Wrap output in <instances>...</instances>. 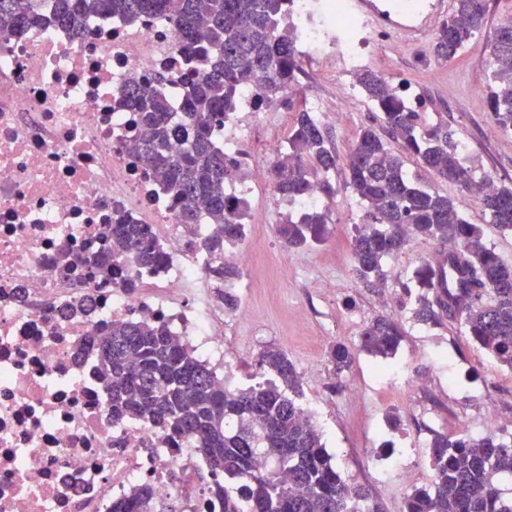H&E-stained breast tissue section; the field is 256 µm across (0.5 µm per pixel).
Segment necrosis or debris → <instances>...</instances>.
Listing matches in <instances>:
<instances>
[{"label": "necrosis or debris", "mask_w": 512, "mask_h": 512, "mask_svg": "<svg viewBox=\"0 0 512 512\" xmlns=\"http://www.w3.org/2000/svg\"><path fill=\"white\" fill-rule=\"evenodd\" d=\"M306 54L343 75L365 68L389 33L409 37L422 0H289ZM84 36L52 25L0 31V512H112L138 486L152 512H222L188 439L112 417L89 336L117 320L165 322L211 369L231 374L223 329L204 297L210 263L183 236L138 149L136 115L115 108L131 80L157 84L179 112L191 86L164 18L101 14ZM169 79L157 83L159 74ZM254 85L224 123V149L267 182L241 144ZM148 225L164 264L102 275V229L117 215ZM134 281L127 289L126 281Z\"/></svg>", "instance_id": "4bbe7bcc"}]
</instances>
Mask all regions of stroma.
<instances>
[{
	"label": "stroma",
	"mask_w": 512,
	"mask_h": 512,
	"mask_svg": "<svg viewBox=\"0 0 512 512\" xmlns=\"http://www.w3.org/2000/svg\"><path fill=\"white\" fill-rule=\"evenodd\" d=\"M511 14L512 0H487L483 33L452 62L428 58L435 37L428 30L404 44L395 39L383 43L370 63L371 69L394 82L411 85L426 119L448 121L476 175L489 176L500 185L512 184V134L491 131L488 35ZM300 70V96L306 101L335 104L352 82L331 66L306 58ZM371 118L366 100L359 96L348 99L331 122L338 166L328 174L336 194L323 201L332 218L325 242L284 248L275 220L286 214V203L264 186L254 187L249 195L244 244L253 260L233 282V292L248 316L224 314V349L239 365L226 384L233 389L248 387L249 376L259 372L257 359L265 348L287 352L302 377V402L313 407L314 421L342 477L369 489L382 512H402L409 491L430 484L425 450L433 432L454 437L466 422L476 437L512 434V369L489 357L458 325L423 327L406 311L398 313L405 336L393 358L383 363L358 350L364 325L377 315L394 312L392 302L401 294L398 280L412 276L429 254L440 249L432 240L410 243L387 259L389 277L384 284L367 287L354 277L350 240L362 207L346 185L345 169L358 131ZM406 164L423 183L452 199L469 223L480 225L487 242L512 263V233L491 224L474 197L452 181L437 179L414 158H407ZM337 342L355 350L350 371L340 379L328 361ZM420 367L425 370L423 384L405 387V380L415 378ZM353 386L362 394L356 401L348 397ZM391 412L402 420L394 431L386 424ZM387 440L396 453H409V482L398 477L381 480L372 457Z\"/></svg>",
	"instance_id": "1"
}]
</instances>
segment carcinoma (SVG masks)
<instances>
[{"mask_svg": "<svg viewBox=\"0 0 512 512\" xmlns=\"http://www.w3.org/2000/svg\"><path fill=\"white\" fill-rule=\"evenodd\" d=\"M0 0V19L19 31L60 24L80 34L93 14L120 15L133 22L163 17L177 29L179 50L205 64L202 78L173 119L166 100L146 84L128 83L117 107L139 114L138 139L153 178L166 191L178 223L194 234L200 209L213 223L196 242L221 256L245 237L249 215L243 198L228 196L240 171L224 151V118L237 110V90L258 87L262 104L288 97L302 58L300 37L286 23L284 0ZM485 0H453L435 34L432 54L451 61L484 28ZM495 70L490 79L493 121L512 134V20L490 36ZM355 84L375 110L372 124L358 133L346 163L347 185L365 206L351 236L353 273L365 284L387 278L385 259L411 242L433 240L442 251L425 262L401 291L413 304V319L443 327L456 323L497 362L512 369V264L489 246L481 228L469 223L453 202L420 184L388 148L394 141L415 155L435 176L466 189L501 231L512 232V187L486 193L482 179L462 157L448 123H427L408 106L401 88L370 69L355 73ZM175 140L188 148L174 152ZM330 127L307 106L298 109L286 145L270 169L275 192L288 204L313 184L322 195L336 193L319 173L336 169ZM329 211L315 207L288 213L277 232L289 248L323 240ZM112 253L100 259L107 270L122 258L153 268L163 261L145 224L120 215L109 227ZM402 336L399 320L378 316L362 329L358 348L382 359L393 357ZM88 343L98 359L100 381L112 395V417L139 418L173 436L190 439L209 463L213 492L223 512H380L360 485L345 481L299 397L301 378L288 355L269 347L258 364L274 380L245 390L227 387L209 367L186 350L163 322L136 319L112 323ZM328 360L341 377L353 364L349 347L332 345ZM431 485L413 490L404 512H512L499 480L512 477V439L434 434L429 446ZM152 493L132 490L112 512H151Z\"/></svg>", "mask_w": 512, "mask_h": 512, "instance_id": "1", "label": "carcinoma"}]
</instances>
